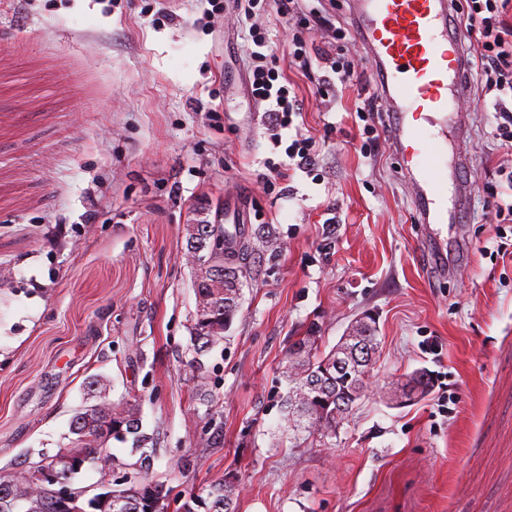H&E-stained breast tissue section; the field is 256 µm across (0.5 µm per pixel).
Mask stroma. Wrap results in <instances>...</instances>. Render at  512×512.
<instances>
[{
	"instance_id": "35a3bbf8",
	"label": "stroma",
	"mask_w": 512,
	"mask_h": 512,
	"mask_svg": "<svg viewBox=\"0 0 512 512\" xmlns=\"http://www.w3.org/2000/svg\"><path fill=\"white\" fill-rule=\"evenodd\" d=\"M213 0H0V470L56 453L74 413L137 405L157 446L143 475L186 496L232 476L237 512H512V255H496L498 170L479 69L448 135V224L423 223L414 171L387 140L362 150L376 92L368 50L339 42L353 79L328 95L289 63L304 100L285 131L319 142L320 181L266 188L245 31ZM250 220L229 340L193 356L185 227L230 199ZM274 228L276 248L262 230ZM376 323L364 397L335 435L289 428L291 345L318 324L331 348ZM432 375L402 402L406 374ZM104 383L91 391L89 381Z\"/></svg>"
}]
</instances>
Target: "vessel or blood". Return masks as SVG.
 <instances>
[{
  "label": "vessel or blood",
  "mask_w": 512,
  "mask_h": 512,
  "mask_svg": "<svg viewBox=\"0 0 512 512\" xmlns=\"http://www.w3.org/2000/svg\"><path fill=\"white\" fill-rule=\"evenodd\" d=\"M354 26L370 53L394 121L390 138L420 172L422 216L448 221V155L442 128L453 123L465 91L463 36L450 22L449 0H360ZM225 247L245 233L239 204L224 205Z\"/></svg>",
  "instance_id": "b4317fda"
}]
</instances>
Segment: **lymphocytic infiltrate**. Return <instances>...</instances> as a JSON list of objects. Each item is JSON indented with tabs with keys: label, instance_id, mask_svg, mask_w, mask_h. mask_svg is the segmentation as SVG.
<instances>
[{
	"label": "lymphocytic infiltrate",
	"instance_id": "obj_1",
	"mask_svg": "<svg viewBox=\"0 0 512 512\" xmlns=\"http://www.w3.org/2000/svg\"><path fill=\"white\" fill-rule=\"evenodd\" d=\"M274 2L277 14L285 20L304 14L313 30L327 32L330 44L322 49L309 47L302 39H294L291 52L293 64L314 80L319 90L334 88L353 77V64L342 62L332 46L350 39L348 29L333 25L320 11H303V0H225L239 23L249 32L248 79L251 95L263 112V126L273 146L283 147L286 159L272 164L261 181L287 180L291 170L315 171L317 141L313 137L295 138L283 144L282 133L290 129L295 118L301 117L303 101L283 70L269 53L267 33L256 22L267 2ZM458 25L464 26L469 38V51L480 69L479 92L492 96L496 123L491 136L502 148L512 152V0H471L469 12L457 13Z\"/></svg>",
	"mask_w": 512,
	"mask_h": 512
}]
</instances>
